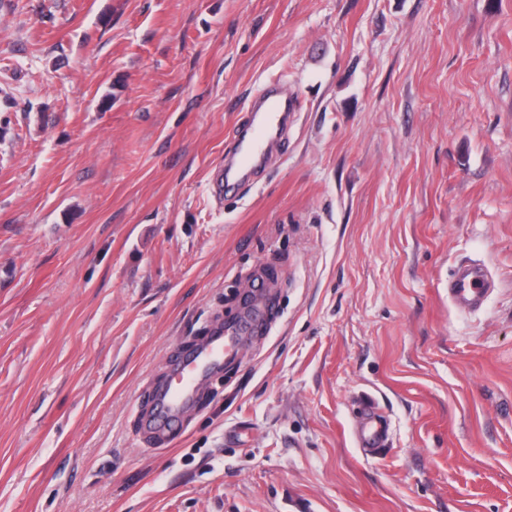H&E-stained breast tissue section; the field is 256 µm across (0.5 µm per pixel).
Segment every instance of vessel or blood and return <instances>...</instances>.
<instances>
[{
    "label": "vessel or blood",
    "instance_id": "vessel-or-blood-1",
    "mask_svg": "<svg viewBox=\"0 0 512 512\" xmlns=\"http://www.w3.org/2000/svg\"><path fill=\"white\" fill-rule=\"evenodd\" d=\"M296 110L295 98L284 96L278 83H266L255 92L244 120L234 130L238 148L225 157L223 169L215 176V194L268 168L274 145L287 134ZM270 288L265 281L254 283L237 319L218 323L208 336L168 364L166 380L153 390L142 416L147 431L160 440L170 434L195 406L206 380L266 331L272 311ZM488 292L487 273L478 264L459 268L448 282L449 300L468 309L481 307ZM387 440L386 422L374 406H367L356 427L358 446L373 455Z\"/></svg>",
    "mask_w": 512,
    "mask_h": 512
}]
</instances>
